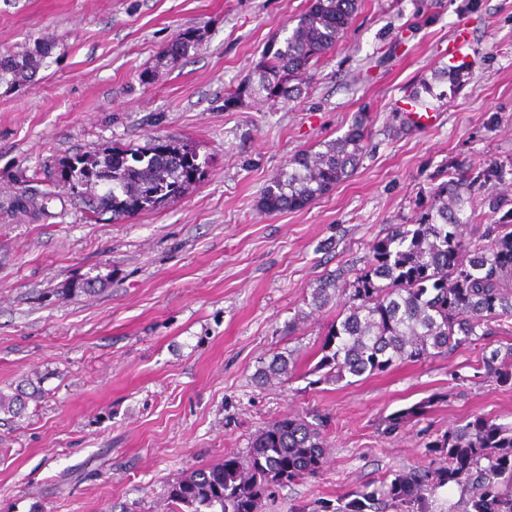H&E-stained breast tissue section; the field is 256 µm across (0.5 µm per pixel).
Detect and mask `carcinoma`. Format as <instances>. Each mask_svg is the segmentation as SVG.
I'll return each mask as SVG.
<instances>
[{
	"label": "carcinoma",
	"mask_w": 512,
	"mask_h": 512,
	"mask_svg": "<svg viewBox=\"0 0 512 512\" xmlns=\"http://www.w3.org/2000/svg\"><path fill=\"white\" fill-rule=\"evenodd\" d=\"M358 0H313L297 20L284 45H270L257 64L258 82L229 93L230 105L251 92L286 99L300 90L307 71L349 29ZM42 46L19 59L0 60V82L16 83L41 65ZM371 135L360 116L324 150L295 154L265 186L260 204L277 213L298 210L335 188L358 166ZM67 192L81 201L88 219H113L152 211L183 195L199 178L202 164L196 149L176 136L155 137L145 147L113 143L63 162ZM497 177L492 168L439 184L428 201H420V222L394 224L375 239L360 267L339 269L319 280L309 305L318 310L339 302V310L321 341L314 372L325 383L347 377H373L398 364H414L447 356L462 346L484 342L512 331V211L507 218L478 224L477 239L462 229L472 218L462 213L460 189ZM48 193L22 182L14 197L16 211L35 213ZM294 351L276 352L258 369L257 382L288 376L296 364ZM475 377L512 386V345L482 355ZM32 394L23 389L0 392V412L21 415ZM421 401L384 420L392 433L412 416L426 412ZM322 423L287 416L260 427L244 455L229 452L214 466L203 467L172 485V512H245L259 510L275 487L319 475L327 445ZM435 465L402 471L380 486L357 488L325 502L322 512H365L382 503L395 512H431L435 489L454 484L460 498L451 512H512V426L477 417L450 429L428 445Z\"/></svg>",
	"instance_id": "cac0c4a2"
}]
</instances>
